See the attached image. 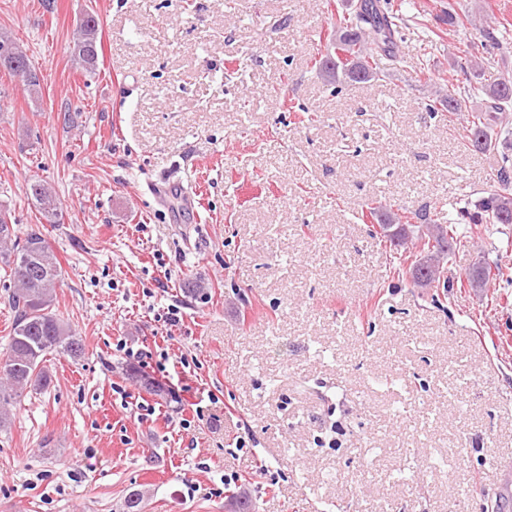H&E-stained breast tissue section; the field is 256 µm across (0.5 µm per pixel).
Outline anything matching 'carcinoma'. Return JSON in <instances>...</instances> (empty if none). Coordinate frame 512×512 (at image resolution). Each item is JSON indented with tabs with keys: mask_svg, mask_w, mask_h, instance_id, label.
Wrapping results in <instances>:
<instances>
[{
	"mask_svg": "<svg viewBox=\"0 0 512 512\" xmlns=\"http://www.w3.org/2000/svg\"><path fill=\"white\" fill-rule=\"evenodd\" d=\"M399 16L382 10L379 0H357L350 13L336 15L333 30L327 35L333 52L315 61L322 79L331 84L367 82L378 75L380 57L390 53L392 32ZM99 20L92 12L84 14L73 38L71 53L82 70L96 71L98 61ZM9 47L22 58L29 71L27 84L39 85L37 70L30 58L8 35L0 34V49ZM486 112H473L468 118L465 138L477 150L485 149L492 140L493 112L512 110V78L502 77L488 90ZM465 106L462 91L451 88L430 105L433 112H460ZM499 188L479 198L475 210L461 211L458 217H448L446 224H420L418 240L426 258L410 265L400 260L393 273L415 286H432L440 282L439 266L429 257L447 256L458 238L473 233L480 224H512V175L508 166L498 171ZM29 196L42 218L49 224H59L61 206L51 188L40 180L29 184ZM371 218L383 219L382 237L391 240V231L399 228L406 214L392 210L379 214L376 202L367 204ZM6 213L0 211V264L10 269L14 288L7 297L14 311L12 331L7 347L0 354V431L11 424L7 405L22 396L25 389L42 390L51 383L46 369V357L52 353L66 354L74 359L85 354V344L77 336L67 318L56 308V289L61 278V265L47 238L40 229H33L23 241H18L11 224L5 223ZM501 275L498 267L476 266L468 283L477 287Z\"/></svg>",
	"mask_w": 512,
	"mask_h": 512,
	"instance_id": "cac0c4a2",
	"label": "carcinoma"
}]
</instances>
